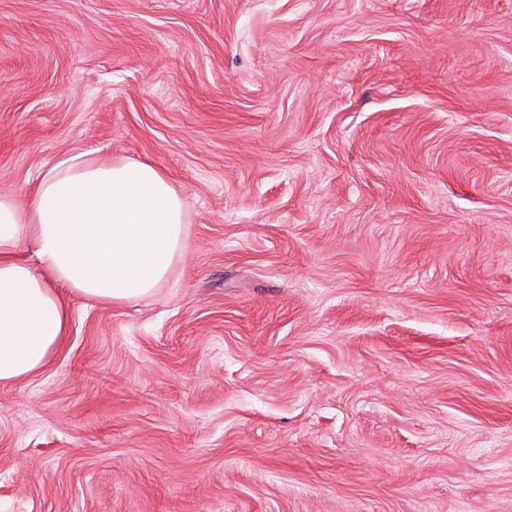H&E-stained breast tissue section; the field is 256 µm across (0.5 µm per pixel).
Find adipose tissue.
I'll return each instance as SVG.
<instances>
[{
	"label": "adipose tissue",
	"instance_id": "adipose-tissue-1",
	"mask_svg": "<svg viewBox=\"0 0 512 512\" xmlns=\"http://www.w3.org/2000/svg\"><path fill=\"white\" fill-rule=\"evenodd\" d=\"M185 221L180 192L150 162L54 166L25 213L0 196V383L51 362L68 333V294L111 304L151 294L185 245Z\"/></svg>",
	"mask_w": 512,
	"mask_h": 512
}]
</instances>
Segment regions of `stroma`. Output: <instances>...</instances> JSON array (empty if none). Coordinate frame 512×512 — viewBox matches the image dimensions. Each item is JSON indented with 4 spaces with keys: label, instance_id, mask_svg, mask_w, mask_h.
<instances>
[{
    "label": "stroma",
    "instance_id": "obj_1",
    "mask_svg": "<svg viewBox=\"0 0 512 512\" xmlns=\"http://www.w3.org/2000/svg\"><path fill=\"white\" fill-rule=\"evenodd\" d=\"M100 156L186 247L0 384V512H512V0H0V195Z\"/></svg>",
    "mask_w": 512,
    "mask_h": 512
}]
</instances>
